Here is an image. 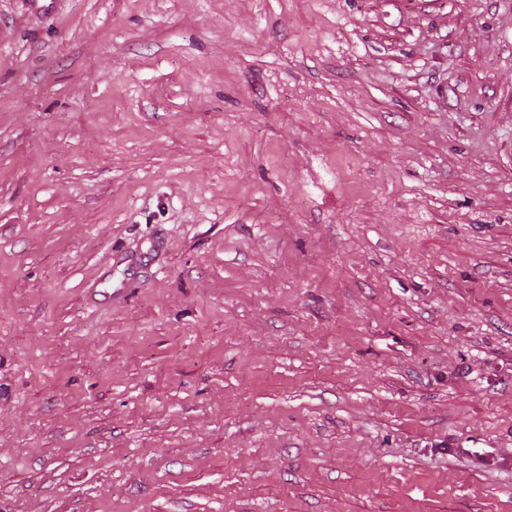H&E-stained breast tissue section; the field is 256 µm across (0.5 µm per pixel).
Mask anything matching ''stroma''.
I'll list each match as a JSON object with an SVG mask.
<instances>
[{
  "label": "stroma",
  "mask_w": 512,
  "mask_h": 512,
  "mask_svg": "<svg viewBox=\"0 0 512 512\" xmlns=\"http://www.w3.org/2000/svg\"><path fill=\"white\" fill-rule=\"evenodd\" d=\"M0 512H512V0H0Z\"/></svg>",
  "instance_id": "obj_1"
}]
</instances>
